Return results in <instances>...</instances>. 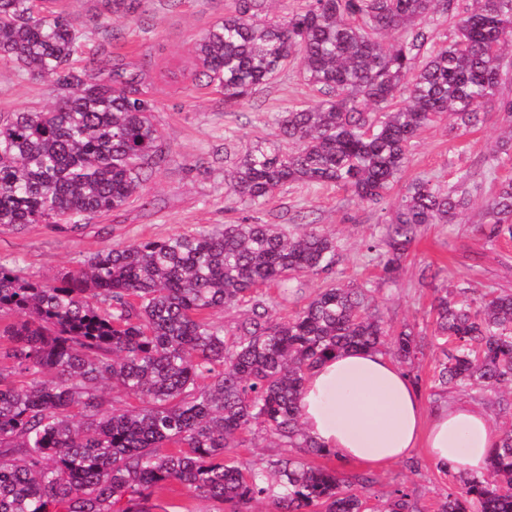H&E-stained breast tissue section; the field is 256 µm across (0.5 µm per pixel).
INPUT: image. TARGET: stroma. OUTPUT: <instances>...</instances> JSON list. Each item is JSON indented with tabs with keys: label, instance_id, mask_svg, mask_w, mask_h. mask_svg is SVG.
I'll return each instance as SVG.
<instances>
[{
	"label": "stroma",
	"instance_id": "obj_1",
	"mask_svg": "<svg viewBox=\"0 0 512 512\" xmlns=\"http://www.w3.org/2000/svg\"><path fill=\"white\" fill-rule=\"evenodd\" d=\"M95 3L65 0L64 6L93 41L104 45L98 60L101 75L111 70L114 53L144 65L154 117L173 159L153 174L141 199L84 221L78 231L51 224L0 230V261L17 262L28 279L51 282L110 245L159 240L225 224H274L296 234L303 227L294 218L306 214L337 238L342 255L339 280L371 282L391 326L414 323L431 337L432 290L420 279L427 265L447 272L452 285L468 282L479 289L512 291V241L490 243L477 230L484 220L481 198L512 178V156L490 158L507 128L500 99L482 105L485 119L475 129L453 131L440 123L416 139L402 184L425 178L448 189L457 185L461 172L477 170L482 174L480 198L458 223L428 225L395 281H386L365 248L366 241L380 233L383 214L344 191L292 184L259 208L245 209L225 201V136H233L240 146L274 138L273 119L278 112L292 103L318 102V93L305 83L298 64H290L242 105L228 108L223 95L200 85L193 72L195 43L223 18L231 0H140L137 11L127 17L96 16ZM52 100L49 85L0 64V113L40 107ZM489 166L494 169L490 176L484 173ZM322 463L348 475L368 472L372 484L366 498L372 506L382 505L397 484L416 487L420 512H436L449 486L460 479L458 473L440 470L421 448L410 460L370 471L360 463H342L332 456Z\"/></svg>",
	"mask_w": 512,
	"mask_h": 512
}]
</instances>
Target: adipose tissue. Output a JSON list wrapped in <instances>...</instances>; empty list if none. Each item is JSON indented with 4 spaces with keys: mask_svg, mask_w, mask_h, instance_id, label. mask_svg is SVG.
I'll use <instances>...</instances> for the list:
<instances>
[{
    "mask_svg": "<svg viewBox=\"0 0 512 512\" xmlns=\"http://www.w3.org/2000/svg\"><path fill=\"white\" fill-rule=\"evenodd\" d=\"M299 410L308 434L325 448L374 468L423 445L441 468L479 475L500 438L479 405L447 402L425 413L405 372L387 356L361 349L319 364Z\"/></svg>",
    "mask_w": 512,
    "mask_h": 512,
    "instance_id": "adipose-tissue-1",
    "label": "adipose tissue"
}]
</instances>
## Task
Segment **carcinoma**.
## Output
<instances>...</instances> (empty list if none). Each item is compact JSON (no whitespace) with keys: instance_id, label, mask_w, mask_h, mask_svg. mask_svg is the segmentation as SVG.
I'll return each instance as SVG.
<instances>
[{"instance_id":"cac0c4a2","label":"carcinoma","mask_w":512,"mask_h":512,"mask_svg":"<svg viewBox=\"0 0 512 512\" xmlns=\"http://www.w3.org/2000/svg\"><path fill=\"white\" fill-rule=\"evenodd\" d=\"M266 0H235L195 47V77L242 104L297 61L322 95L274 118L277 139L234 153L226 200L264 204L286 184L332 185L390 205L366 243L394 278L429 224H451L470 195L429 179L391 190L428 124L477 127L501 84L512 44V0H472L447 45L428 29L454 0H304L282 18ZM57 0H0V61L48 82L47 107L0 114V228L77 227L119 210L169 160L143 71L115 59L96 76L89 37ZM139 0H104L133 14ZM394 32L397 37L384 40ZM483 233L512 240V180L486 201ZM337 240L316 225L287 236L273 224L108 246L59 282L30 281L0 262V512H153L177 483L232 512L270 500L277 512H367L369 478L316 466L331 455L308 435L298 400L308 374L348 349L390 354L421 381L416 326L393 330L372 289L332 283L286 318L264 289L294 293L304 275H329ZM433 290L439 369L431 390L496 396L512 417V292L448 285ZM246 306L224 334L211 312ZM112 393L107 399L102 386ZM135 399L133 406L129 400ZM259 428L288 449L257 466L225 457ZM374 512H419L401 484ZM438 512H512V428L487 471L448 493Z\"/></svg>"}]
</instances>
